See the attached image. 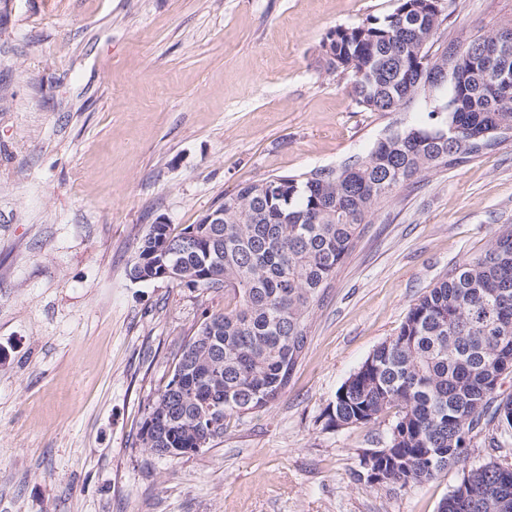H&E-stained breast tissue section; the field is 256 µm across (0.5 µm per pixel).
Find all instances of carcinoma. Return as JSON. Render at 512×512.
Returning <instances> with one entry per match:
<instances>
[{"label":"carcinoma","instance_id":"carcinoma-1","mask_svg":"<svg viewBox=\"0 0 512 512\" xmlns=\"http://www.w3.org/2000/svg\"><path fill=\"white\" fill-rule=\"evenodd\" d=\"M455 0H398L383 19L330 29L320 43L327 70L347 76L359 105L383 115L414 108L366 156L248 183L224 196V223L175 233L150 225L129 274L156 280L178 268L193 288L224 290V310L206 316L174 358L167 384L148 404L141 447L168 459L197 454L202 432L269 408L288 386L306 347L315 306L378 211L419 178L453 169L512 143V20L480 37L442 78L448 44L434 36ZM507 70L508 88L492 87ZM196 234L191 250H163ZM336 391L329 422L366 425L395 410L388 453L356 480L408 488L458 468L460 483L438 512H512V468L467 466L482 417L496 426L490 447L512 438V396L489 379L512 375V229L456 267L410 308L397 336Z\"/></svg>","mask_w":512,"mask_h":512}]
</instances>
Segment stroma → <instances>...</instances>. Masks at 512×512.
Masks as SVG:
<instances>
[{"label":"stroma","instance_id":"35a3bbf8","mask_svg":"<svg viewBox=\"0 0 512 512\" xmlns=\"http://www.w3.org/2000/svg\"><path fill=\"white\" fill-rule=\"evenodd\" d=\"M490 33L512 0H457ZM397 0H13L0 12V512H437L451 469L357 481L389 422H328L339 387L413 303L512 226V144L431 173L367 225L269 409L198 454L138 439L220 292L129 270L156 219L198 223L239 186L366 155L396 119L320 68L326 32Z\"/></svg>","mask_w":512,"mask_h":512}]
</instances>
